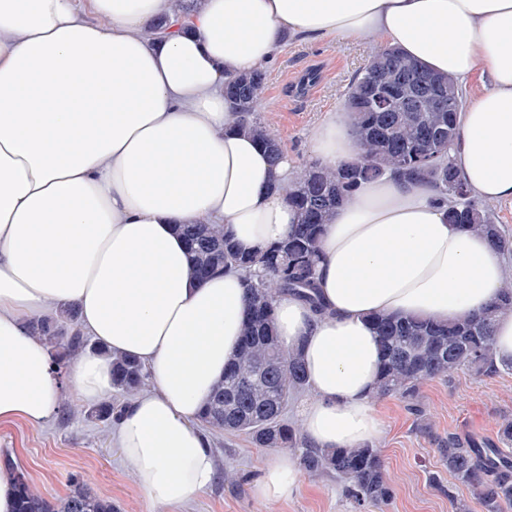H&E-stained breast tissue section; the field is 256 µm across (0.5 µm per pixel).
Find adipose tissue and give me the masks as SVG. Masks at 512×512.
Returning <instances> with one entry per match:
<instances>
[{
    "label": "adipose tissue",
    "instance_id": "1",
    "mask_svg": "<svg viewBox=\"0 0 512 512\" xmlns=\"http://www.w3.org/2000/svg\"><path fill=\"white\" fill-rule=\"evenodd\" d=\"M0 0V422L57 411L59 382L35 315L67 305L100 343L67 383L86 403L111 396L112 354L136 357L153 382L132 400L114 443L161 512L216 477L195 426L239 349L243 277L199 279L180 224L223 225L242 251L286 238L299 215L283 192L296 170L239 129L228 76L268 61L284 36L384 40L458 81L492 85L462 115L455 165L472 192L512 200V0ZM320 162L351 160L348 113L314 131ZM431 189L384 178L339 207L320 242L314 316L288 296L274 309L299 349L309 397L296 414L319 448L373 441L381 348L371 321L398 314L448 321L499 296L504 263L480 235L449 223ZM298 487L277 459L261 500Z\"/></svg>",
    "mask_w": 512,
    "mask_h": 512
}]
</instances>
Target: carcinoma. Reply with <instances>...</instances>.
Here are the masks:
<instances>
[{"label": "carcinoma", "instance_id": "carcinoma-1", "mask_svg": "<svg viewBox=\"0 0 512 512\" xmlns=\"http://www.w3.org/2000/svg\"><path fill=\"white\" fill-rule=\"evenodd\" d=\"M263 86L264 73L258 69L228 79L224 93L235 106L238 125L276 160L283 152L281 144L255 116ZM344 105L351 118L356 156L336 166L313 162L298 171L284 192L301 222L285 240L249 253L232 243L222 224H182L178 231L188 243L199 277L234 270L249 282L240 349L224 378L213 386L199 422L243 433L258 448L292 449L299 470L334 475L346 481L347 495L357 506L379 508L391 499L392 489L378 449L370 444L315 448L285 421L289 401L308 389V380L300 352L285 348L275 332L274 306L290 295L305 301L314 312L322 311L314 278L325 226L358 187L386 175L409 184H431L438 199L448 205V222L484 235L500 253H512V238L478 204L451 158L464 108L454 78L428 70L393 47H382L349 86ZM505 311H512L511 267L506 269L502 294L478 314L448 322L374 316L382 351L374 399L396 396L421 416L419 391L424 382L458 370L477 376L512 370V363L496 362L493 352L494 322ZM32 332L50 347L58 374L66 371L75 355L92 346L78 329L74 307L34 320ZM112 372L115 389L125 401L84 411L86 417L104 425L120 419L128 401L148 380L142 363L125 355L112 357ZM511 444L509 417L500 422L495 443L451 434L438 442L448 474L473 489L480 512H503L512 505V453L507 449ZM0 461L15 473L16 512H113L112 500L93 493L78 475L70 477L65 496L49 499L9 453L1 455Z\"/></svg>", "mask_w": 512, "mask_h": 512}]
</instances>
